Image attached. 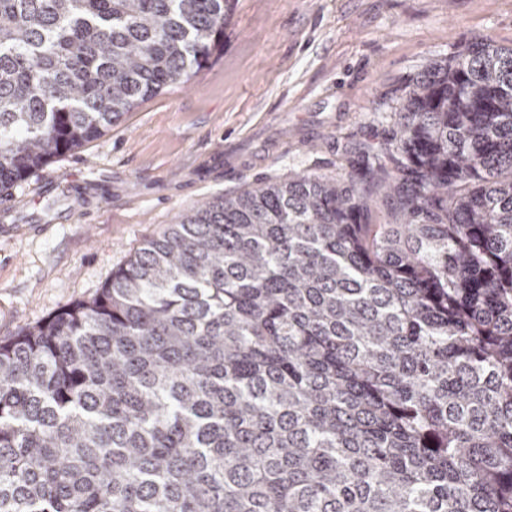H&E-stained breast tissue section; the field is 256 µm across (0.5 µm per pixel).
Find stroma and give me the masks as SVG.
Returning a JSON list of instances; mask_svg holds the SVG:
<instances>
[{"instance_id": "stroma-1", "label": "stroma", "mask_w": 512, "mask_h": 512, "mask_svg": "<svg viewBox=\"0 0 512 512\" xmlns=\"http://www.w3.org/2000/svg\"><path fill=\"white\" fill-rule=\"evenodd\" d=\"M481 37L512 46V0H227L187 83L0 193V340L94 298L197 202L365 168L398 89Z\"/></svg>"}]
</instances>
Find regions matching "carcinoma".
I'll list each match as a JSON object with an SVG mask.
<instances>
[{"instance_id":"1","label":"carcinoma","mask_w":512,"mask_h":512,"mask_svg":"<svg viewBox=\"0 0 512 512\" xmlns=\"http://www.w3.org/2000/svg\"><path fill=\"white\" fill-rule=\"evenodd\" d=\"M224 2L0 0V191L187 82ZM396 112L359 178L200 202L0 340V512H512V47Z\"/></svg>"}]
</instances>
